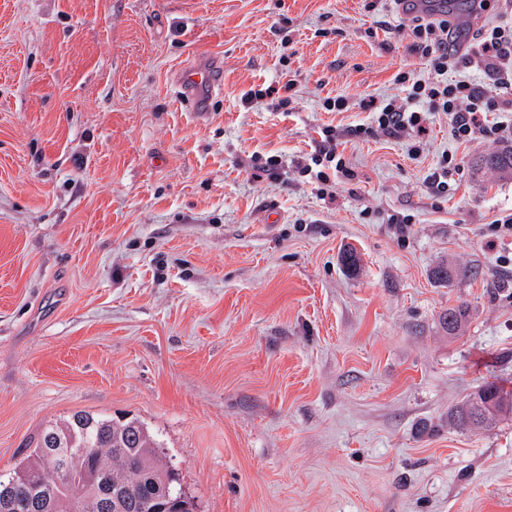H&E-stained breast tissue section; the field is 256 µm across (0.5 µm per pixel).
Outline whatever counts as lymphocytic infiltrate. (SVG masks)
<instances>
[{"instance_id": "lymphocytic-infiltrate-1", "label": "lymphocytic infiltrate", "mask_w": 512, "mask_h": 512, "mask_svg": "<svg viewBox=\"0 0 512 512\" xmlns=\"http://www.w3.org/2000/svg\"><path fill=\"white\" fill-rule=\"evenodd\" d=\"M406 27L422 58L430 66L428 78H416L407 71H399L396 80L405 85V97H387L373 108V123L377 132L388 137L409 136L413 151H420L419 139L430 117L443 113L450 123L453 138L469 142L486 131H493L500 139L512 140V26L485 27L475 37V47L464 56L448 51L450 28L447 21L432 22L412 18ZM463 64L483 68L493 76L492 88L475 83L449 81L450 67ZM489 112L506 113V120L486 127ZM325 143L302 163L300 169L314 178L320 194H327L333 177L351 178L352 171L338 153L335 133H324Z\"/></svg>"}]
</instances>
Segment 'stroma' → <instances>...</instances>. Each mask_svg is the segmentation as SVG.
I'll return each mask as SVG.
<instances>
[{
    "label": "stroma",
    "mask_w": 512,
    "mask_h": 512,
    "mask_svg": "<svg viewBox=\"0 0 512 512\" xmlns=\"http://www.w3.org/2000/svg\"><path fill=\"white\" fill-rule=\"evenodd\" d=\"M454 2L467 39L512 24V0ZM404 19L391 0H0L1 475L83 411L144 423L195 512H512V418L448 423L512 390V241L490 230L512 178L473 165L502 140L457 142L440 113L416 155L339 140L333 195L295 168L405 97L400 67L428 77ZM197 63L224 88L192 105L176 75ZM445 262L468 268L450 287ZM512 415V391L491 383L454 406L448 416L460 427L490 430Z\"/></svg>",
    "instance_id": "obj_1"
}]
</instances>
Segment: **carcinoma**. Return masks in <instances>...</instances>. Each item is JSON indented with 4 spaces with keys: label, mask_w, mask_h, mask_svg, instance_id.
<instances>
[{
    "label": "carcinoma",
    "mask_w": 512,
    "mask_h": 512,
    "mask_svg": "<svg viewBox=\"0 0 512 512\" xmlns=\"http://www.w3.org/2000/svg\"><path fill=\"white\" fill-rule=\"evenodd\" d=\"M480 168L495 179L512 177V147L490 152ZM462 273L443 264L435 280L450 283ZM467 321V309H448L443 324L456 336ZM512 416V391L487 384L454 406L448 416L460 427L490 430ZM157 437L137 419L114 420L76 412L50 426L36 446L18 460L13 472L0 477V512H98L86 498L75 504L56 479L46 456L54 452L77 485L87 476L112 489L110 512H195L193 501L178 488L175 473L164 462Z\"/></svg>",
    "instance_id": "cac0c4a2"
}]
</instances>
